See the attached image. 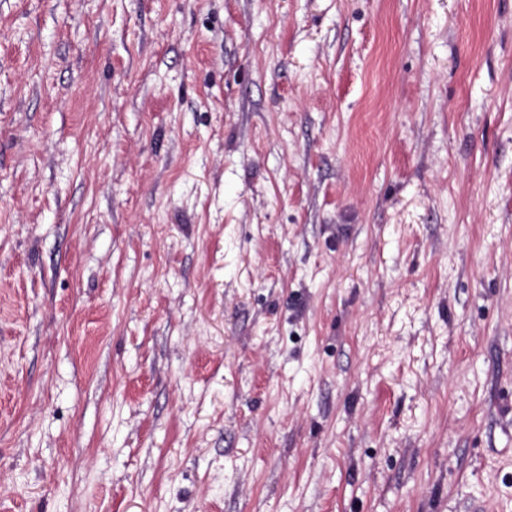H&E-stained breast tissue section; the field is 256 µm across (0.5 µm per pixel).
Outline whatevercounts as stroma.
<instances>
[{
    "mask_svg": "<svg viewBox=\"0 0 512 512\" xmlns=\"http://www.w3.org/2000/svg\"><path fill=\"white\" fill-rule=\"evenodd\" d=\"M0 512H512V0H0Z\"/></svg>",
    "mask_w": 512,
    "mask_h": 512,
    "instance_id": "stroma-1",
    "label": "stroma"
}]
</instances>
